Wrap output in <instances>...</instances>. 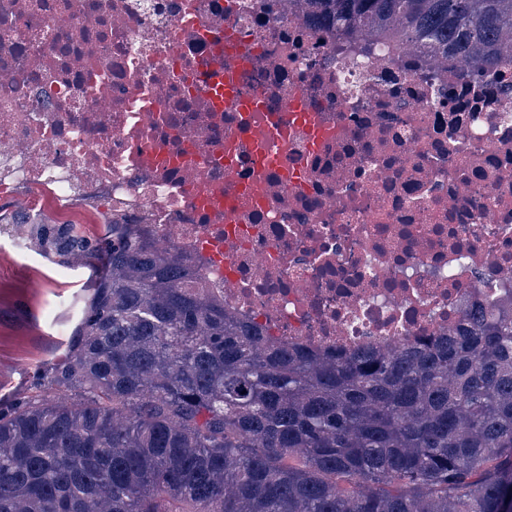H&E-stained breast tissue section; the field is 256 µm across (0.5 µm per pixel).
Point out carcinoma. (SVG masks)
<instances>
[{"label":"carcinoma","instance_id":"obj_1","mask_svg":"<svg viewBox=\"0 0 512 512\" xmlns=\"http://www.w3.org/2000/svg\"><path fill=\"white\" fill-rule=\"evenodd\" d=\"M478 79L512 0H295ZM107 269L38 392L0 405V512H512V315L319 354L237 321L147 224L38 223Z\"/></svg>","mask_w":512,"mask_h":512}]
</instances>
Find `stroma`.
<instances>
[{"label":"stroma","instance_id":"35a3bbf8","mask_svg":"<svg viewBox=\"0 0 512 512\" xmlns=\"http://www.w3.org/2000/svg\"><path fill=\"white\" fill-rule=\"evenodd\" d=\"M55 224L102 232L112 212L101 200L63 201L48 190L27 187L0 193V402L32 391L73 342L82 311L104 270L46 255L35 239L16 247L10 222L23 208Z\"/></svg>","mask_w":512,"mask_h":512}]
</instances>
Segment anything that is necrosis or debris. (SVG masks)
<instances>
[{"instance_id": "necrosis-or-debris-1", "label": "necrosis or debris", "mask_w": 512, "mask_h": 512, "mask_svg": "<svg viewBox=\"0 0 512 512\" xmlns=\"http://www.w3.org/2000/svg\"><path fill=\"white\" fill-rule=\"evenodd\" d=\"M28 184L151 225L291 345L512 308V64L474 82L287 0H0V188Z\"/></svg>"}]
</instances>
